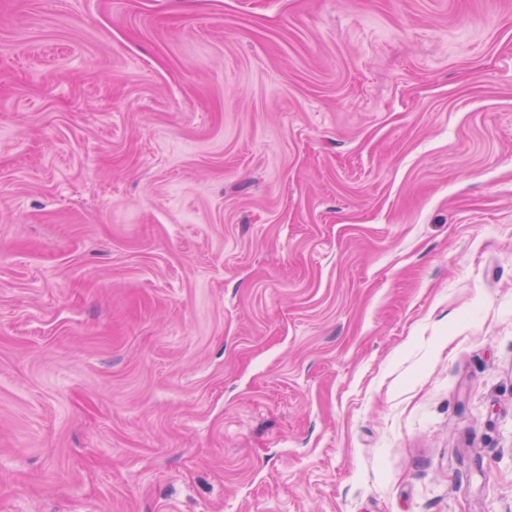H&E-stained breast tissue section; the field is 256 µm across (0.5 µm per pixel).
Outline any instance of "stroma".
Here are the masks:
<instances>
[{
    "label": "stroma",
    "instance_id": "35a3bbf8",
    "mask_svg": "<svg viewBox=\"0 0 512 512\" xmlns=\"http://www.w3.org/2000/svg\"><path fill=\"white\" fill-rule=\"evenodd\" d=\"M0 512H512V0H0Z\"/></svg>",
    "mask_w": 512,
    "mask_h": 512
}]
</instances>
